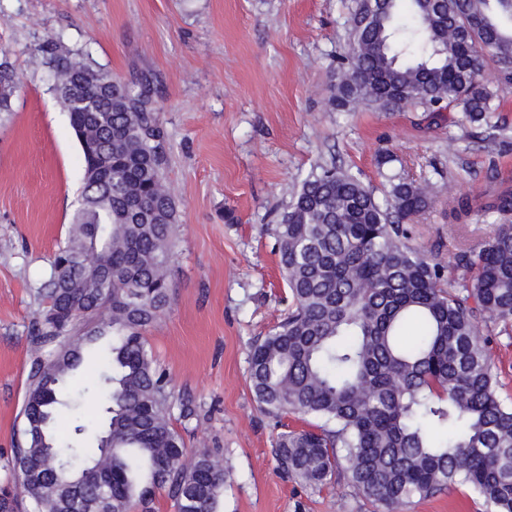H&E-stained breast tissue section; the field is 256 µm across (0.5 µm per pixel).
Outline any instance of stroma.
<instances>
[{
  "label": "stroma",
  "instance_id": "35a3bbf8",
  "mask_svg": "<svg viewBox=\"0 0 512 512\" xmlns=\"http://www.w3.org/2000/svg\"><path fill=\"white\" fill-rule=\"evenodd\" d=\"M351 0H0V49L18 88L0 116V482L20 425L31 359L28 326L55 251L69 237L85 162L48 70L33 46L47 36L81 49L114 77L152 75L169 147L176 203L173 294L146 333L174 401L188 451L222 459L218 512H381L345 481L312 490L277 468L282 428L262 414L248 381L252 343L288 313L271 227L319 164L337 163L382 194L387 178L429 177L432 205L409 221L410 242L447 256L479 249L482 217L449 226L448 204L478 182L512 187V79L485 81L501 107L489 135L460 109L440 116L405 106H333L336 57L348 41ZM392 163L380 164L381 156ZM488 352L499 394L512 401V323H491ZM473 490L413 500L403 512H483Z\"/></svg>",
  "mask_w": 512,
  "mask_h": 512
}]
</instances>
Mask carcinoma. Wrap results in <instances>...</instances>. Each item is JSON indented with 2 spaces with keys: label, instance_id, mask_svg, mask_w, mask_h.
<instances>
[{
  "label": "carcinoma",
  "instance_id": "1",
  "mask_svg": "<svg viewBox=\"0 0 512 512\" xmlns=\"http://www.w3.org/2000/svg\"><path fill=\"white\" fill-rule=\"evenodd\" d=\"M354 55L340 105L379 110L402 98L428 112L460 107L490 129L498 106L483 77L512 76V0H355ZM79 140L85 174L67 244L51 261L31 320L19 439L0 512H217L224 466L186 453L170 385L146 331L170 302L177 209L151 77L124 83L54 38L34 46ZM17 79L0 51V113ZM430 179L389 178L383 197L355 174L318 165L274 227L292 309L251 347L260 409L323 424L278 435L282 471L313 489L347 476L384 512L467 485L486 512H512V403L481 325L512 321V189L474 187L448 204L494 232L443 263L409 243L404 223L430 203ZM112 346L84 377V348Z\"/></svg>",
  "mask_w": 512,
  "mask_h": 512
}]
</instances>
